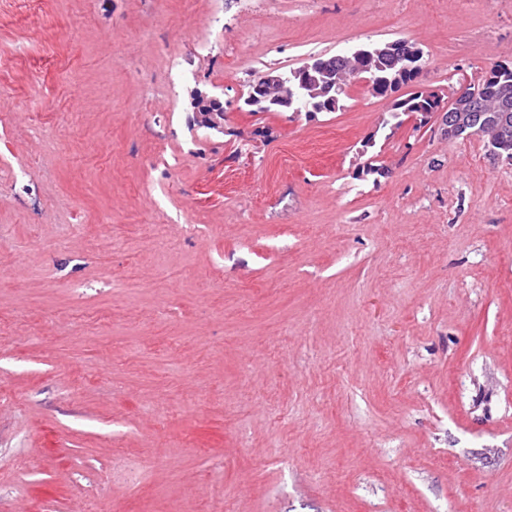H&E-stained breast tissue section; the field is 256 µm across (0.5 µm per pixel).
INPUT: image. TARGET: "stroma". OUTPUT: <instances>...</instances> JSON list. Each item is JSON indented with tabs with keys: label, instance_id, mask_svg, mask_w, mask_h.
Instances as JSON below:
<instances>
[{
	"label": "stroma",
	"instance_id": "1",
	"mask_svg": "<svg viewBox=\"0 0 512 512\" xmlns=\"http://www.w3.org/2000/svg\"><path fill=\"white\" fill-rule=\"evenodd\" d=\"M398 38L448 97L512 0H0V512H512V163L239 108ZM292 70L294 69L282 70L281 68H268L266 71L261 74L258 73L257 76L250 80L248 82L246 97L243 99V103L249 108V112H281L277 103L282 95H289L288 82L284 85L271 87L264 83L263 78L271 77L273 80L276 78L280 80L286 77L292 78ZM253 95L261 100H256L259 105L249 106L246 103L252 100Z\"/></svg>",
	"mask_w": 512,
	"mask_h": 512
}]
</instances>
